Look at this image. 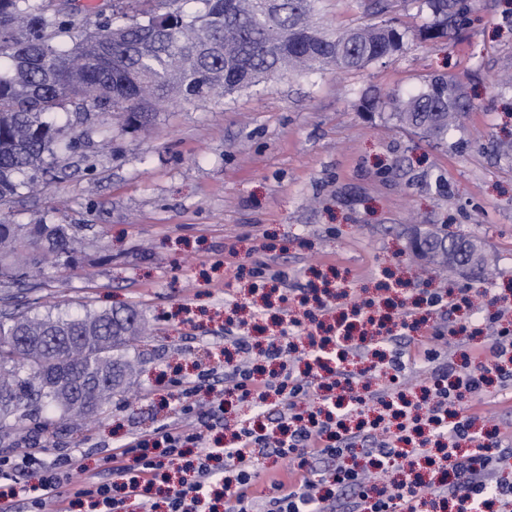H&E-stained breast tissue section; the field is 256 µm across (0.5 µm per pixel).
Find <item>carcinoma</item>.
I'll use <instances>...</instances> for the list:
<instances>
[{"mask_svg":"<svg viewBox=\"0 0 512 512\" xmlns=\"http://www.w3.org/2000/svg\"><path fill=\"white\" fill-rule=\"evenodd\" d=\"M134 16H111L75 31L48 0H0V209L31 193L61 156L74 150L93 112L142 126L178 100H207L248 89L287 71L331 67L348 72L400 51L396 28L363 23L338 33L317 24L318 0H143ZM459 0H428L431 28L456 26ZM398 121L443 139L466 112L454 80L435 78L427 90L391 98ZM66 119L57 121L59 111ZM425 253L463 270L448 236L431 234ZM70 224H11L0 219V300L36 289L19 263L53 254L73 262ZM131 311L89 312L80 318L0 310V434L60 411V420L95 414L121 392L129 363L119 355L138 334ZM58 420V421H60ZM58 421L43 420L49 432Z\"/></svg>","mask_w":512,"mask_h":512,"instance_id":"obj_1","label":"carcinoma"}]
</instances>
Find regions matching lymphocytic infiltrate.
Returning a JSON list of instances; mask_svg holds the SVG:
<instances>
[{
  "mask_svg": "<svg viewBox=\"0 0 512 512\" xmlns=\"http://www.w3.org/2000/svg\"><path fill=\"white\" fill-rule=\"evenodd\" d=\"M450 297L444 291L420 298L429 313L450 317L429 335H418L419 322L409 309L374 335L379 361L390 372L393 386H403L406 373H429L433 384L427 409L406 400L396 410L387 402L369 429H350L347 419L364 414L376 399L375 394L356 390V374L347 364L359 344L347 326L337 325L329 339L316 336L313 325L304 320L285 317L264 350L276 366L270 377L256 376L248 336L232 337L240 360L225 370L223 381L214 380L208 369L197 374L213 395L207 412L199 410L196 385L182 383L177 418L113 448L102 459L107 478L88 474L80 450L37 466L14 455L0 456V512H18L22 502L27 512H71L76 506L88 512H125L131 499L139 502L142 512H156L161 504L166 512H252L253 459L260 453L291 464L287 480L271 481L266 512H334L323 493L327 484L349 494L357 512H419L426 496L457 499L459 512H485L492 475L512 463V449L477 429L478 413L452 416L448 408L465 394L484 390L487 370H495L500 381L512 379V317L498 315L488 327L476 312L465 327L453 320ZM463 333L469 342L462 352L466 369L461 372L455 363H444L443 356L450 339ZM228 395L261 413L283 403L288 413L264 433H256L246 421L227 440L206 441L205 429L223 420ZM423 429L430 442L442 448L454 482L379 483L381 474L404 469L402 432ZM199 447L203 455L187 462L188 449ZM320 459L327 460L328 469L318 476L313 464ZM76 473L83 479L75 484L71 477ZM67 482L72 489L64 497L59 489Z\"/></svg>",
  "mask_w": 512,
  "mask_h": 512,
  "instance_id": "f902f5d3",
  "label": "lymphocytic infiltrate"
}]
</instances>
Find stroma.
Masks as SVG:
<instances>
[{
    "instance_id": "35a3bbf8",
    "label": "stroma",
    "mask_w": 512,
    "mask_h": 512,
    "mask_svg": "<svg viewBox=\"0 0 512 512\" xmlns=\"http://www.w3.org/2000/svg\"><path fill=\"white\" fill-rule=\"evenodd\" d=\"M385 20L405 33L402 49L351 72H286L227 97L178 101L148 129L92 114L82 141L10 218L71 224L72 267L44 261L20 307L75 317L134 309L146 332L129 347L135 371L83 429L0 442L47 462L86 439L88 473L131 435L173 418V369L195 380L198 365L224 373L233 306L251 305L250 269L286 272L298 291L335 280L349 301L373 302L402 279V293L463 285L487 292L485 314L512 291V0H465L449 35L431 38L425 0H389ZM368 0H320L323 27L366 19ZM457 81L469 112L447 138L400 125L389 97L420 93L431 80ZM475 240L480 263L458 275L412 243L425 232ZM499 386L466 397L486 428L512 434V400Z\"/></svg>"
}]
</instances>
